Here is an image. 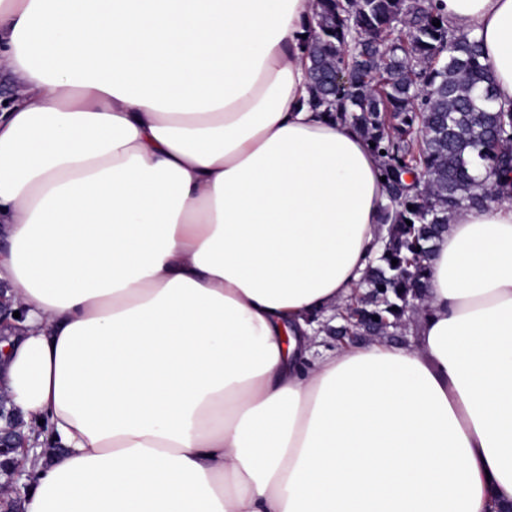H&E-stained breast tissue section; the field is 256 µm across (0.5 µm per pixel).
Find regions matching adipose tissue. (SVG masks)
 Here are the masks:
<instances>
[{"instance_id":"adipose-tissue-1","label":"adipose tissue","mask_w":512,"mask_h":512,"mask_svg":"<svg viewBox=\"0 0 512 512\" xmlns=\"http://www.w3.org/2000/svg\"><path fill=\"white\" fill-rule=\"evenodd\" d=\"M512 102V0H433ZM314 0H0V390L22 512H512V198L433 240L418 342L319 351L380 162L308 103Z\"/></svg>"}]
</instances>
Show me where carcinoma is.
<instances>
[{"label": "carcinoma", "mask_w": 512, "mask_h": 512, "mask_svg": "<svg viewBox=\"0 0 512 512\" xmlns=\"http://www.w3.org/2000/svg\"><path fill=\"white\" fill-rule=\"evenodd\" d=\"M315 9L311 102L375 143L386 177L382 251L350 315L352 329L383 335L424 298L431 242L449 219L512 197V103L498 102L480 41L448 28L432 0H316Z\"/></svg>", "instance_id": "carcinoma-1"}]
</instances>
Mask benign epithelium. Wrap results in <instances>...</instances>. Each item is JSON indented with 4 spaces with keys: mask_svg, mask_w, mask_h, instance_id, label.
<instances>
[{
    "mask_svg": "<svg viewBox=\"0 0 512 512\" xmlns=\"http://www.w3.org/2000/svg\"><path fill=\"white\" fill-rule=\"evenodd\" d=\"M16 311L24 313L22 307H13L12 299H4L3 291L0 290V331L15 327L11 319ZM27 440L22 420L7 396L0 391V505L4 506L5 512L19 510L16 494L20 493L19 481L23 471L16 467L14 453L24 447Z\"/></svg>",
    "mask_w": 512,
    "mask_h": 512,
    "instance_id": "7a95c632",
    "label": "benign epithelium"
}]
</instances>
